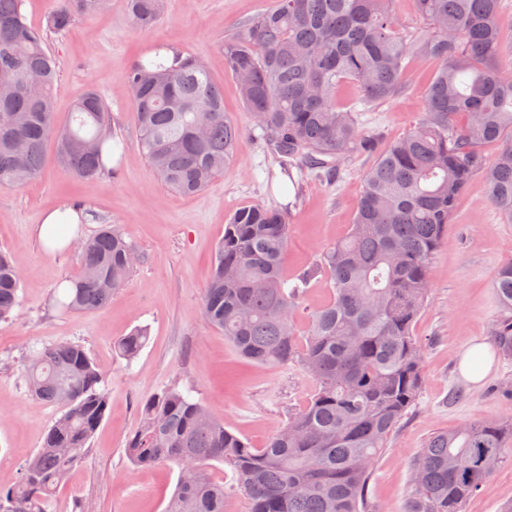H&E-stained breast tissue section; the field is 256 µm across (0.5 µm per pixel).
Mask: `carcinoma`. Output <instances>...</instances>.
I'll list each match as a JSON object with an SVG mask.
<instances>
[{"label":"carcinoma","mask_w":512,"mask_h":512,"mask_svg":"<svg viewBox=\"0 0 512 512\" xmlns=\"http://www.w3.org/2000/svg\"><path fill=\"white\" fill-rule=\"evenodd\" d=\"M25 0H0V189L40 172L56 142L69 176L92 182L112 159L110 114L93 87L57 124L58 79L47 32L108 0H59L47 29L28 24ZM162 0H127L133 22L154 24ZM425 34H401L395 0H278L275 9L224 40V66L261 128L282 174L336 171L346 157L375 150L338 86L354 83L366 105L397 97L415 55L435 59L414 129L382 151L364 176L351 230L326 250L330 298L304 332L294 323L301 291L284 269V211L253 205L224 225L202 302L205 322L241 356L300 366L310 397L264 447L254 448L199 402L167 387L140 404L141 424L126 443L136 466L181 469L163 512H226L230 492L209 473L229 467L249 512H368L375 458L386 448L422 386V347L411 327L430 292L432 259L459 199L483 177L486 200L512 224V142L492 157L481 146L512 137V32L497 21L501 0H406ZM135 124L154 176L184 194L203 191L233 158L239 129L224 112V91L196 57L167 67L138 60L126 75ZM81 274L58 304L78 313L109 305L135 263L116 225L104 224L79 249ZM20 275L0 254V320L19 306ZM493 290L502 315L492 330L512 358V261ZM137 329L118 343L135 358ZM31 394L59 416L16 482L0 485V512H48L51 498L87 452L109 393L84 346L60 341L29 351ZM512 459V421L466 424L434 433L413 464L408 512H462L496 468Z\"/></svg>","instance_id":"carcinoma-1"}]
</instances>
